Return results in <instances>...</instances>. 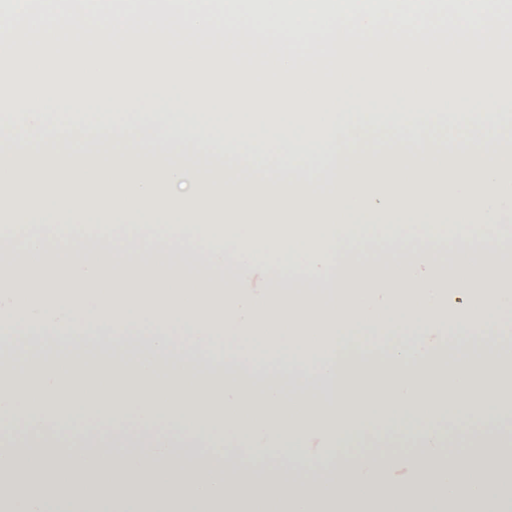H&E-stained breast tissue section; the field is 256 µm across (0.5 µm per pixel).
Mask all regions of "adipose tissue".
Listing matches in <instances>:
<instances>
[{
    "label": "adipose tissue",
    "mask_w": 512,
    "mask_h": 512,
    "mask_svg": "<svg viewBox=\"0 0 512 512\" xmlns=\"http://www.w3.org/2000/svg\"><path fill=\"white\" fill-rule=\"evenodd\" d=\"M208 357L207 378L188 361ZM23 374L0 388V460L36 483L0 512H512V463L451 450L439 426L471 427L501 405L512 367V288L362 294L320 303L183 302L164 295L0 298V358ZM94 409L138 433L109 439L71 424ZM325 424L316 450L372 423L418 432L420 458L337 451L317 478L284 473L277 440ZM178 437L159 435L160 422ZM69 428V448L45 439ZM246 443L251 463L224 447ZM71 488L73 497L63 496Z\"/></svg>",
    "instance_id": "ef3b65f1"
}]
</instances>
